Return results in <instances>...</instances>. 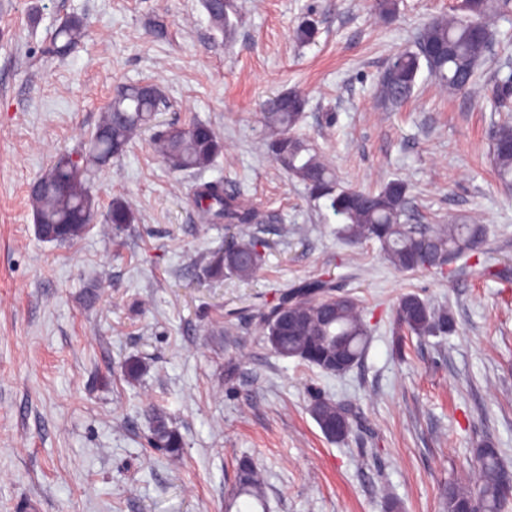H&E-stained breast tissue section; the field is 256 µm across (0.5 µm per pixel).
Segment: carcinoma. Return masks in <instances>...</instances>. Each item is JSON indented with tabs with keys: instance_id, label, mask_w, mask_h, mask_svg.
I'll return each mask as SVG.
<instances>
[{
	"instance_id": "carcinoma-1",
	"label": "carcinoma",
	"mask_w": 512,
	"mask_h": 512,
	"mask_svg": "<svg viewBox=\"0 0 512 512\" xmlns=\"http://www.w3.org/2000/svg\"><path fill=\"white\" fill-rule=\"evenodd\" d=\"M213 29L231 35L241 17L237 0H203ZM512 14V0H462L458 12L437 17L416 35L413 48L394 55L377 81V93L385 105L398 106L408 100L421 67L450 94L477 95L485 91L478 71L496 40L495 23ZM313 21L302 20L293 31L295 40L315 41ZM84 37L83 20L72 16L57 26L49 51L69 53ZM162 102L153 83L127 85L107 104L102 120L84 150L62 153L33 183L30 200L36 233L49 242L68 243L81 237L99 216L98 203L90 184L91 174L129 151L135 138L155 120ZM308 100L297 91L268 99L262 105V120L272 131L265 141L267 155L288 175L300 181L314 203L329 202L341 221L338 238L349 245L377 241L385 259L401 272L443 274L449 263L476 251L486 230L481 224H439L422 228L410 223L409 187L394 179L376 190L344 186L334 168L294 128ZM154 152L174 173L202 171L224 150L221 136L208 124L194 122L170 127L155 135ZM494 173L506 188H512V121L504 119L489 132V151ZM193 202L204 224L248 225L258 223L256 208L243 195L222 181L204 182L193 191ZM115 231L134 223L131 205L121 197L112 200L101 214ZM265 244L254 236L243 237L208 254L204 271L215 280L226 276L245 281L265 262ZM282 301L294 306L291 323L272 316L269 307L259 314V325L271 349L283 358H294L330 375H341L362 360L369 338L367 322L359 301L336 294L330 279L308 281ZM455 320L445 307H436L415 293L400 296L394 310L395 345L403 349L404 337L447 336ZM309 412L319 428L338 418L350 422L347 409L327 397L313 398ZM150 444L172 458L181 457L184 442L170 425L166 413L149 408ZM473 482H450L439 492L441 512H512V496L505 494V480L512 469L505 465L490 443L474 454ZM264 477L249 458L237 462L235 498L246 496L263 507Z\"/></svg>"
}]
</instances>
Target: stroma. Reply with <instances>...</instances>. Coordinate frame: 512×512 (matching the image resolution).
Instances as JSON below:
<instances>
[{"label": "stroma", "instance_id": "stroma-1", "mask_svg": "<svg viewBox=\"0 0 512 512\" xmlns=\"http://www.w3.org/2000/svg\"><path fill=\"white\" fill-rule=\"evenodd\" d=\"M231 38L202 0H0V512H225L240 457L261 469L267 512H439L438 488L472 473L492 441L512 467V192L493 177L487 132L512 119L441 92L420 71L412 97L388 107L375 82L419 29L460 0H397L386 21L369 0H243ZM82 17L68 57L47 51L55 27ZM313 18L319 34L293 30ZM479 77L512 74V20ZM152 82L164 102L154 131L199 120L224 140L213 165L173 173L154 131L100 171L101 207L125 199L137 220L102 223L67 244L38 237L31 184L78 151L119 86ZM299 89L297 130L342 184L410 188L412 223L483 224L477 254L446 276L400 272L378 243L348 247L339 219L265 154L267 98ZM224 180L269 216L251 230L266 262L250 280L209 279L206 255L237 227L203 224L191 199ZM332 279L364 308L362 361L328 375L277 356L258 322L264 303ZM415 293L450 310L454 332L393 348V307ZM146 369L135 380L128 357ZM342 403L352 431L328 440L313 395ZM184 438L168 458L149 447L148 407Z\"/></svg>", "mask_w": 512, "mask_h": 512}]
</instances>
